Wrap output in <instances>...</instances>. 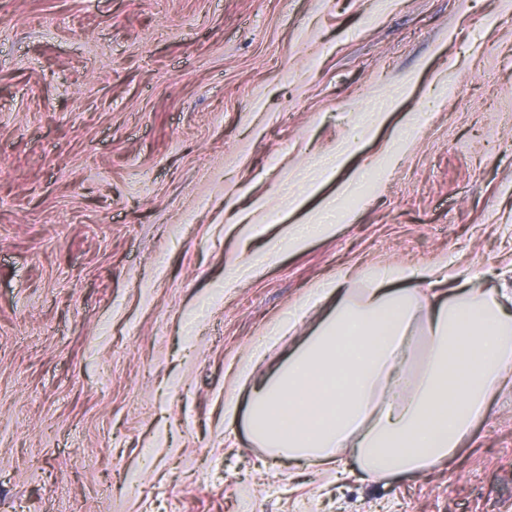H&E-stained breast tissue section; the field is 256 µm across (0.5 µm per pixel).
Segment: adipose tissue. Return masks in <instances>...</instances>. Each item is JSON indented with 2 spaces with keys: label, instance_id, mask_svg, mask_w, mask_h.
<instances>
[{
  "label": "adipose tissue",
  "instance_id": "obj_1",
  "mask_svg": "<svg viewBox=\"0 0 512 512\" xmlns=\"http://www.w3.org/2000/svg\"><path fill=\"white\" fill-rule=\"evenodd\" d=\"M353 127L291 201L300 209L367 135ZM431 268L345 271L290 315L331 303L313 332L252 386L244 421L274 458L314 466L346 452L377 482L440 467L512 389V289Z\"/></svg>",
  "mask_w": 512,
  "mask_h": 512
}]
</instances>
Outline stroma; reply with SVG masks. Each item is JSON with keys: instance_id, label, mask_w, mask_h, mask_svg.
Here are the masks:
<instances>
[{"instance_id": "35a3bbf8", "label": "stroma", "mask_w": 512, "mask_h": 512, "mask_svg": "<svg viewBox=\"0 0 512 512\" xmlns=\"http://www.w3.org/2000/svg\"><path fill=\"white\" fill-rule=\"evenodd\" d=\"M260 197L285 223L249 239ZM330 201L334 235L274 249ZM390 265L512 288V0H0V512H512L511 392L374 483L224 414L312 289ZM368 131L369 129L365 126H355L350 130L346 141L338 153L329 160L320 163L319 177L307 180L302 193L290 201L291 211L300 209L307 198L314 196L320 191L323 184L332 178L336 171L344 166L348 158L358 149L360 141L364 139Z\"/></svg>"}]
</instances>
